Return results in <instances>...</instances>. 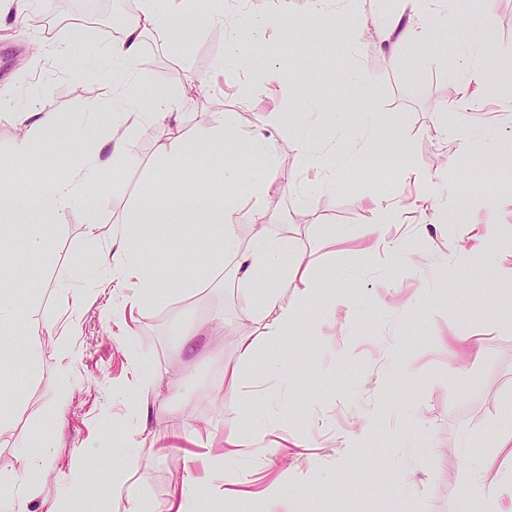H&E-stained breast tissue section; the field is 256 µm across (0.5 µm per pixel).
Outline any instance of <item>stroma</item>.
Listing matches in <instances>:
<instances>
[{
	"label": "stroma",
	"mask_w": 512,
	"mask_h": 512,
	"mask_svg": "<svg viewBox=\"0 0 512 512\" xmlns=\"http://www.w3.org/2000/svg\"><path fill=\"white\" fill-rule=\"evenodd\" d=\"M468 18L448 22L424 48L401 47L394 59L380 52L370 20L391 17L399 0H356L348 41H333L313 26L267 31L247 43L244 60H271L281 79L300 92L313 91L320 119L309 125L293 113L273 131L271 149L294 184L265 206L273 215L270 232L288 239L289 266L307 270L314 283L301 299V282L283 269L262 272L275 283L281 304L298 312L296 323L275 344L263 343L236 386L224 383V362L233 357L238 325L248 319L262 327L263 295L213 269L199 287L179 293L159 288L142 311L134 336L113 333L112 304L92 262L101 242L121 232V221L145 189L164 194L169 184L204 191L184 174L151 181L156 167L158 130L137 131L131 153L104 174L94 212L72 208L57 224L49 256L27 255L26 241L41 230L42 219L16 210L9 218L19 235L9 260L26 255L36 277L18 292L22 329L39 334L37 361H30L23 337L0 342V395L11 396L9 426L0 432V476L19 469L21 457L43 465L32 493L17 497L19 512H128L137 495L163 504L184 474L190 458L223 451L227 440L247 425L265 430V446L235 457L233 467L251 478L244 493L227 499L223 512H265L263 490L281 483L294 512H464L473 466L494 456L495 468L512 477V455L495 452L492 441L502 420L512 417V92L501 85L503 51L512 50V0H471ZM85 0H37V14L54 10L63 24L36 35L29 18L0 31V174L10 175L11 150L18 135L15 113L31 104L78 125L84 143L107 130L105 113L112 97V65L104 55L112 43V17L123 0H97L96 20L73 21ZM196 37L183 53L147 34L142 55L148 64L140 93L159 87H185L181 135L193 139L220 112L228 130L225 161L256 169L261 160L250 136L268 125L276 98L262 93L243 100L238 93L240 64L224 59V30L201 29L193 14L179 18ZM485 43V90L470 112L450 107L452 80L461 53L472 38ZM65 43L83 59L90 80L77 92L63 62L37 54L36 43ZM211 77L209 90L195 91L198 78ZM97 105L99 115L88 114ZM347 115L349 139L335 140L334 113ZM378 122L391 125L389 139L362 152L354 136ZM312 146L335 140L336 154L324 161L336 172L333 187L303 198L300 182L316 180L295 147L299 135ZM432 176L439 200L427 213L413 207L422 188L405 178V164ZM472 194L474 204L459 224L448 221L444 201ZM373 199L399 203L397 223L383 231L380 248L364 254L355 241L366 230ZM255 197H237L233 223L162 224L142 214L136 232L148 239L145 264L179 281L205 270L201 253L222 233L241 247L253 239L250 215ZM99 223L98 240L86 226ZM84 289L90 301L74 308L72 292ZM223 319L224 333L210 327ZM54 331H47L48 321ZM182 324L199 332L194 349L183 348L172 329ZM480 339L482 357L471 362L447 353L442 337ZM75 352L62 365L59 347ZM279 361L287 379L272 377L269 360ZM143 362L152 376L149 393L161 405L150 414L148 431L132 422L140 398L128 386L130 369ZM70 384L57 394L51 384L59 370ZM187 430L169 434L171 417ZM208 424L199 437L195 426ZM114 444L131 438L140 452L128 470L123 490L112 488V456L86 455V465L102 480L97 496L65 494L72 460L104 437Z\"/></svg>",
	"instance_id": "stroma-1"
}]
</instances>
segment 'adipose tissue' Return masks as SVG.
Wrapping results in <instances>:
<instances>
[{
	"mask_svg": "<svg viewBox=\"0 0 512 512\" xmlns=\"http://www.w3.org/2000/svg\"><path fill=\"white\" fill-rule=\"evenodd\" d=\"M401 2L408 13L407 18L399 17L379 27L381 48L389 55L403 44L425 45L437 25L434 15L422 8V0ZM188 10L201 16L204 27L224 26V57L228 60L238 57L247 38H259L262 31L271 28L282 32L288 29V0H271L270 5L264 6L259 15V27L252 29L247 37L243 36L237 25H225L223 13L209 11L203 0H140L137 16L127 23L123 35L107 49L113 70L120 77L116 85L119 104L109 111L108 131L89 146L88 163L71 167L33 201L41 212L59 218L77 202L92 197L97 172L109 167L115 160L128 156L136 131L146 123L166 132L159 146L162 167L184 165L191 155L203 151L207 153L212 166L221 171L207 199H193L179 194L147 197L149 210L157 212L162 223L182 224L192 217L203 224L217 220L231 221L237 212L232 190L247 180L251 181L254 194L261 202L273 199L285 189L288 176L269 150L268 139L263 132H256L253 136L254 152L261 158L262 166L260 174L251 179L243 169L223 162V113H214L210 126L190 142L175 134L183 123V93L180 89L169 88L148 99L140 96L135 77L144 64V36L151 32H162L168 36L173 49L184 48L192 34L179 29L177 19ZM15 118L21 135L13 145L12 158L21 177L27 174L26 166L37 142L57 136L69 139L74 133L73 127L61 124L55 113L36 105L16 113ZM265 217V210H256L255 233L250 247L239 249L235 239L226 235L215 243L207 257L210 267L216 268L223 266L226 255H233L236 280L250 288L265 287L271 296L262 338H255L253 332L242 331L235 358L224 364V382L231 386L237 384L242 367L252 362L258 343L278 342L296 321L293 309L274 300V285H261L258 279L262 270L281 265L288 256L287 241L270 235ZM147 247L146 241L129 232L108 240L95 258V264L107 283L116 288H134L138 291L135 298L112 307V317L120 321L121 331L126 336L134 335V314L144 300L152 296L157 278L156 272L146 268L142 261ZM0 279L5 282L4 288L0 289V335L12 336L19 328L13 291L24 286L25 281L19 270L3 264L0 265ZM493 468V458L483 460L474 483L473 497L483 502L486 512H501V501L512 500V480L494 474ZM247 481V476L232 468L228 454L208 456L202 461L200 471H187L175 485L163 512H198L200 490L204 487L209 490L211 502L224 504L228 487Z\"/></svg>",
	"mask_w": 512,
	"mask_h": 512,
	"instance_id": "obj_1",
	"label": "adipose tissue"
}]
</instances>
